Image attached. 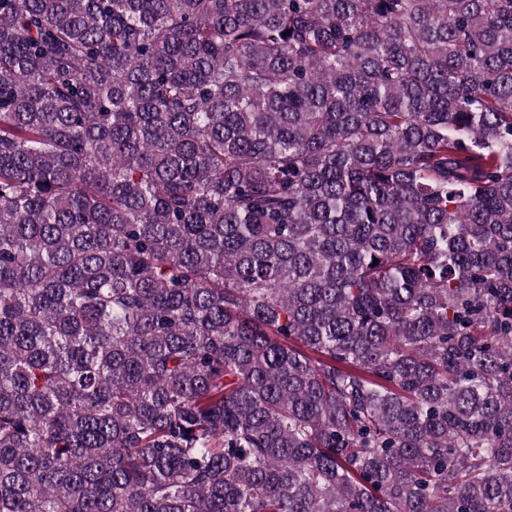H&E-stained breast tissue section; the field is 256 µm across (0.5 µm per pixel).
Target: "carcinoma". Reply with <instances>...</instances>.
I'll return each mask as SVG.
<instances>
[{"mask_svg": "<svg viewBox=\"0 0 512 512\" xmlns=\"http://www.w3.org/2000/svg\"><path fill=\"white\" fill-rule=\"evenodd\" d=\"M0 512H512V0H0Z\"/></svg>", "mask_w": 512, "mask_h": 512, "instance_id": "carcinoma-1", "label": "carcinoma"}]
</instances>
